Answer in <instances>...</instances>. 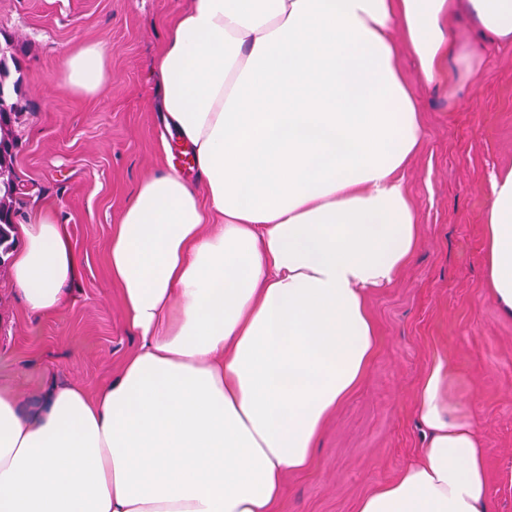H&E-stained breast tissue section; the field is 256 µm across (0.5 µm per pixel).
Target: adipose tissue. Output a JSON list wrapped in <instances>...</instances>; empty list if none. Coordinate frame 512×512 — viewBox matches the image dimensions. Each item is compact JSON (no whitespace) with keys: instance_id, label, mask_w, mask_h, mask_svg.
Here are the masks:
<instances>
[{"instance_id":"1","label":"adipose tissue","mask_w":512,"mask_h":512,"mask_svg":"<svg viewBox=\"0 0 512 512\" xmlns=\"http://www.w3.org/2000/svg\"><path fill=\"white\" fill-rule=\"evenodd\" d=\"M462 14L512 45V0H193L155 72L199 181L143 180L108 252L139 346L92 398L56 384L25 412L0 386V512H275L375 352L371 295L418 248L405 174L427 132L403 61L430 83L469 58ZM108 79L104 44L66 61L75 94ZM21 232L13 282L56 312L69 237L47 211ZM484 261L512 317V169L491 177ZM454 385L434 354L414 395L424 450L358 512H494Z\"/></svg>"}]
</instances>
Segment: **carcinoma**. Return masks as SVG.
<instances>
[{
  "instance_id": "cac0c4a2",
  "label": "carcinoma",
  "mask_w": 512,
  "mask_h": 512,
  "mask_svg": "<svg viewBox=\"0 0 512 512\" xmlns=\"http://www.w3.org/2000/svg\"><path fill=\"white\" fill-rule=\"evenodd\" d=\"M9 45H0V265L13 247V203L16 195L12 128L17 122L15 103L10 101L6 82L10 77L7 53Z\"/></svg>"
}]
</instances>
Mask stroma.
Here are the masks:
<instances>
[{
  "mask_svg": "<svg viewBox=\"0 0 512 512\" xmlns=\"http://www.w3.org/2000/svg\"><path fill=\"white\" fill-rule=\"evenodd\" d=\"M192 0H0V43H11L19 201L15 224L54 211L75 253L70 302L27 309L0 267V384L25 408L70 381L88 394L138 345L112 282V228L137 185L171 164L172 139L154 74L168 29ZM452 62L438 83L412 63L427 140L406 173L419 247L369 302L378 344L359 387L328 421L311 466L288 475L277 512H356L421 450L415 388L434 352L446 354L460 404L478 415L494 512H512V318L485 289L484 224L492 173L512 168V46ZM102 42L112 78L93 97L64 83L68 56Z\"/></svg>",
  "mask_w": 512,
  "mask_h": 512,
  "instance_id": "stroma-1",
  "label": "stroma"
}]
</instances>
